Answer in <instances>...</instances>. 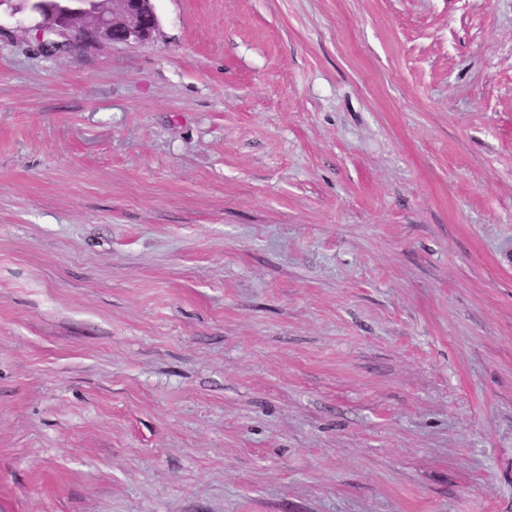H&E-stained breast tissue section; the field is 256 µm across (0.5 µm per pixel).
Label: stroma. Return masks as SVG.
I'll return each mask as SVG.
<instances>
[{
	"label": "stroma",
	"mask_w": 512,
	"mask_h": 512,
	"mask_svg": "<svg viewBox=\"0 0 512 512\" xmlns=\"http://www.w3.org/2000/svg\"><path fill=\"white\" fill-rule=\"evenodd\" d=\"M0 9V512H512V0ZM39 50L48 56L143 43L158 26L152 0H26Z\"/></svg>",
	"instance_id": "1"
}]
</instances>
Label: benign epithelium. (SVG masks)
<instances>
[{
  "label": "benign epithelium",
  "instance_id": "benign-epithelium-1",
  "mask_svg": "<svg viewBox=\"0 0 512 512\" xmlns=\"http://www.w3.org/2000/svg\"><path fill=\"white\" fill-rule=\"evenodd\" d=\"M39 50L48 56L143 43L158 26L152 0H26Z\"/></svg>",
  "mask_w": 512,
  "mask_h": 512
}]
</instances>
